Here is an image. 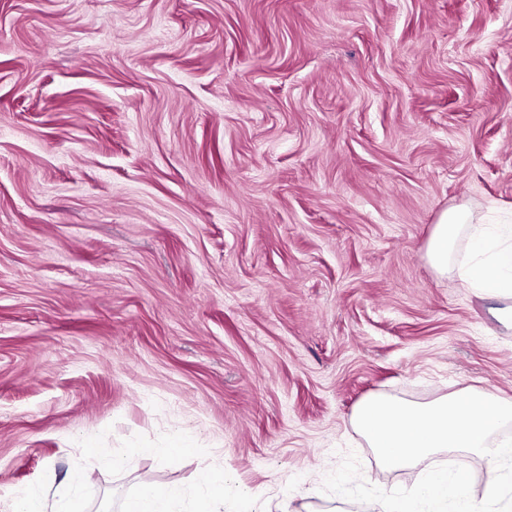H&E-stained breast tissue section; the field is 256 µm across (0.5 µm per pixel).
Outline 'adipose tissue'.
Returning <instances> with one entry per match:
<instances>
[{
    "mask_svg": "<svg viewBox=\"0 0 512 512\" xmlns=\"http://www.w3.org/2000/svg\"><path fill=\"white\" fill-rule=\"evenodd\" d=\"M463 232L468 235L469 249L457 260L453 253ZM426 256L439 274L456 270L465 287L504 300L497 316L500 321L512 323V225L484 224L470 206H451L440 213L426 245ZM84 481L82 472H71L68 494L55 501L42 488H26L17 495L14 512H83L78 491ZM230 497L248 501L250 512H289L288 500L271 505L263 494L244 489L226 473L210 477L193 492L178 484L143 485L125 499L121 512H181L186 504L192 512H223L224 501Z\"/></svg>",
    "mask_w": 512,
    "mask_h": 512,
    "instance_id": "ef3b65f1",
    "label": "adipose tissue"
}]
</instances>
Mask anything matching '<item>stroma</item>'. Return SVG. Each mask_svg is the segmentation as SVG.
Segmentation results:
<instances>
[{"label": "stroma", "mask_w": 512, "mask_h": 512, "mask_svg": "<svg viewBox=\"0 0 512 512\" xmlns=\"http://www.w3.org/2000/svg\"><path fill=\"white\" fill-rule=\"evenodd\" d=\"M462 203L512 210V0H0V512L76 469L85 512L222 471L382 512L322 490L420 478L363 400H512L498 301L426 258ZM192 447V434L187 430H182L165 435L154 447L148 448L147 453L163 460L179 456Z\"/></svg>", "instance_id": "35a3bbf8"}]
</instances>
